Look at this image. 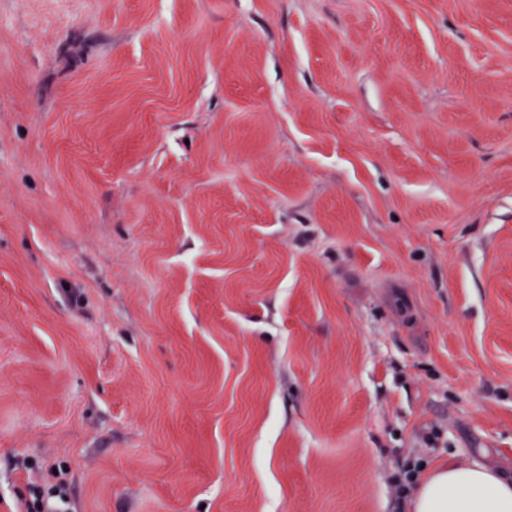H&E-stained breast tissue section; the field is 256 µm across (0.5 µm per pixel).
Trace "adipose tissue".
<instances>
[{
  "instance_id": "obj_1",
  "label": "adipose tissue",
  "mask_w": 512,
  "mask_h": 512,
  "mask_svg": "<svg viewBox=\"0 0 512 512\" xmlns=\"http://www.w3.org/2000/svg\"><path fill=\"white\" fill-rule=\"evenodd\" d=\"M406 506L409 512H512V471L451 458L427 471Z\"/></svg>"
}]
</instances>
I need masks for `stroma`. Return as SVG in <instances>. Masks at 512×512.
<instances>
[{
  "label": "stroma",
  "instance_id": "1",
  "mask_svg": "<svg viewBox=\"0 0 512 512\" xmlns=\"http://www.w3.org/2000/svg\"><path fill=\"white\" fill-rule=\"evenodd\" d=\"M450 456L512 468V0H0V512ZM33 500L26 502V512H69V508L61 509V505L67 504L65 485L60 483L48 490L40 487L32 489Z\"/></svg>",
  "mask_w": 512,
  "mask_h": 512
}]
</instances>
